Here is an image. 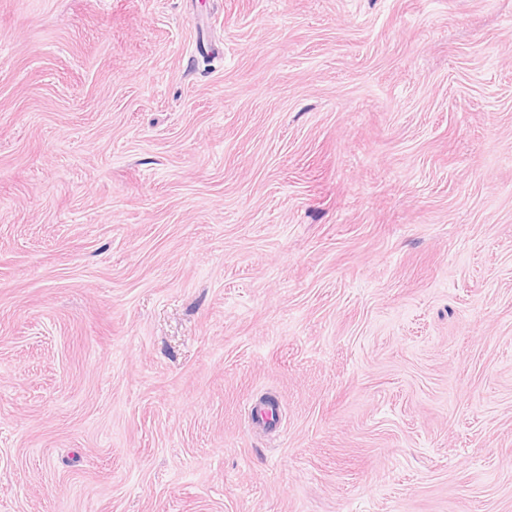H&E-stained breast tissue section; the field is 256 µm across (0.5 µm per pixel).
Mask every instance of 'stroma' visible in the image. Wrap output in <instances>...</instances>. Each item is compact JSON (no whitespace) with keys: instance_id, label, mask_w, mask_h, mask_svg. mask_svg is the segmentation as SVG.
<instances>
[{"instance_id":"1","label":"stroma","mask_w":512,"mask_h":512,"mask_svg":"<svg viewBox=\"0 0 512 512\" xmlns=\"http://www.w3.org/2000/svg\"><path fill=\"white\" fill-rule=\"evenodd\" d=\"M0 512H512V0H0Z\"/></svg>"}]
</instances>
